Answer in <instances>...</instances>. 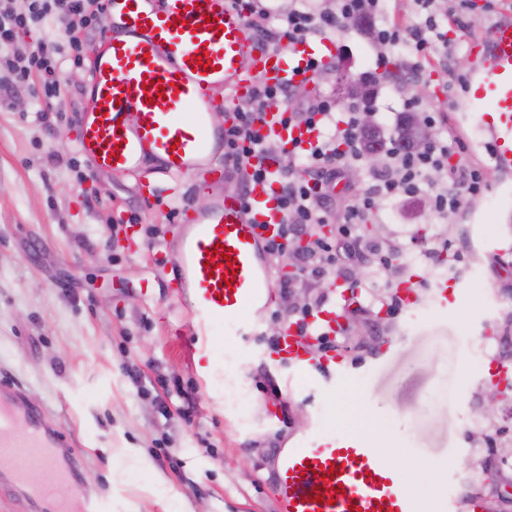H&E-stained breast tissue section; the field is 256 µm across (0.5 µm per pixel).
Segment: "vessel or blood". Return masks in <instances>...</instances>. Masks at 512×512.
<instances>
[{"instance_id":"vessel-or-blood-1","label":"vessel or blood","mask_w":512,"mask_h":512,"mask_svg":"<svg viewBox=\"0 0 512 512\" xmlns=\"http://www.w3.org/2000/svg\"><path fill=\"white\" fill-rule=\"evenodd\" d=\"M123 0V26L106 46L91 45V105L81 124L79 149L93 168L137 172L142 154L161 162L174 183L215 173L222 131L214 129L209 98L223 88L224 123L236 121L235 106L257 83L281 86L314 80V63L334 59L336 45L306 41L284 49L261 46L253 29L228 0ZM473 63L460 106L479 117L489 133L499 170L512 168V20L493 24L470 44ZM262 134L285 148L308 147L316 133L283 125L278 107L262 116ZM280 186L267 178L249 186L248 200L232 197L181 216V247L175 293H187L202 374H210V339L220 320L234 319L237 335H255L258 316L248 305L267 309L272 282L263 248L278 237L283 220ZM230 248L235 266L223 264L216 245ZM312 337L286 325L270 356L298 371L318 368L327 375L347 360L327 352L310 357ZM57 433L43 411L21 402L18 392L0 388V488L26 495L30 512H104L102 502L62 500L57 489L75 476L56 448ZM38 475L30 484V475ZM275 484L282 512H421L419 502L397 481L391 466L360 436L340 439L312 429L304 446L280 455ZM486 498L442 497L441 512H488Z\"/></svg>"}]
</instances>
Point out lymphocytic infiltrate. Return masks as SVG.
<instances>
[{
  "mask_svg": "<svg viewBox=\"0 0 512 512\" xmlns=\"http://www.w3.org/2000/svg\"><path fill=\"white\" fill-rule=\"evenodd\" d=\"M417 3L426 16L406 26L391 20L389 0H332L328 7H314L309 0H297L294 8L278 16L262 0H233L232 6L264 43L293 45L324 38L342 28L364 27L379 47H408L405 67L416 73L431 54L448 56L457 52V42L448 38L446 29L460 27L462 23V13L457 8H449L448 23L443 26L429 13L432 0ZM105 8V0H30L27 12L19 13L12 8L11 0H0V70L9 71L19 85L27 84L32 76H40L43 97L59 95L65 62H80L82 52L91 45L90 40L80 39V31ZM34 28L42 30V41L28 55H16L13 45L17 37ZM292 91L289 85H258L249 99L237 105L236 124L224 131V164L235 172L243 186L264 176L262 170L248 168L250 156L261 154L279 160L276 176L282 187L285 221L278 239L265 246L267 258L293 259L299 272L312 278L338 270V257L342 254L387 266L400 258V251L379 250L360 241L355 232L356 225L363 223L368 213L386 202L420 195L430 174L444 170L449 173L447 186L431 194L432 211L437 218H454L461 205L460 190L473 195L481 192L482 173L461 162L449 165L447 142L437 139L412 151L395 133L389 138L384 166L373 171L359 189L358 205L336 210L332 187L364 155L366 129L362 108L351 106L340 118L336 115L335 99L325 96L306 111L286 113L287 122L303 124L318 132L308 149L289 151L263 136L257 124L263 112ZM323 224L335 225L336 238L318 234L317 229ZM305 236L311 240L310 249L297 251L296 242Z\"/></svg>",
  "mask_w": 512,
  "mask_h": 512,
  "instance_id": "f902f5d3",
  "label": "lymphocytic infiltrate"
}]
</instances>
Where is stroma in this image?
<instances>
[{
    "instance_id": "1",
    "label": "stroma",
    "mask_w": 512,
    "mask_h": 512,
    "mask_svg": "<svg viewBox=\"0 0 512 512\" xmlns=\"http://www.w3.org/2000/svg\"><path fill=\"white\" fill-rule=\"evenodd\" d=\"M457 32L458 58L412 78L449 148L485 173L483 192L454 222L436 219L428 195L371 212L378 244H398L390 266H364L357 293L343 299L329 282L328 304L345 310L335 350L349 368L325 381L271 363V325L293 315L285 298L308 305L296 287L276 293L255 336L232 320L212 329L209 379L191 353L188 297L172 293L180 246L178 207H209L236 177L192 179L179 197L139 194L130 174L93 169L80 152L90 62L68 66L63 96L40 111L28 86L0 107V383L22 388L43 408L78 480L64 498L108 500L112 512H281L277 454L296 447L312 423L344 436L371 430L406 448L408 482L491 496L493 512H512L503 485L512 472V389L493 415L485 393L512 371V170L494 168L478 120L456 111L459 58L471 37L512 18V0H473ZM337 57L285 107L301 110L338 85L369 84L383 137L404 119L405 97L376 68L378 48L357 29L333 33ZM159 225L148 246L126 228ZM417 278L418 298L388 314L398 285ZM448 285L447 299L435 295ZM236 361L233 371L222 364ZM278 415L269 418V405Z\"/></svg>"
}]
</instances>
